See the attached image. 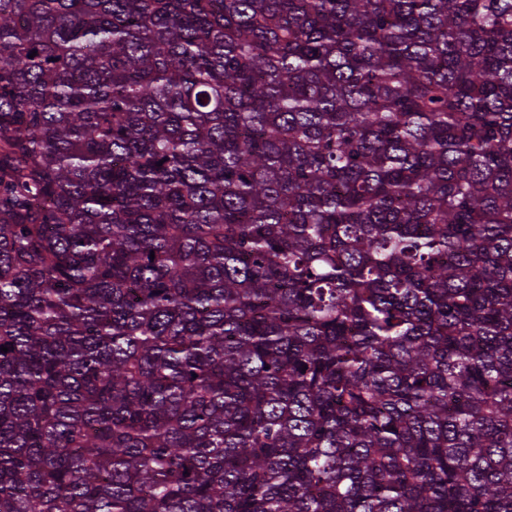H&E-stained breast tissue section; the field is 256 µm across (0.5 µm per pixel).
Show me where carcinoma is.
Segmentation results:
<instances>
[{
	"instance_id": "1",
	"label": "carcinoma",
	"mask_w": 512,
	"mask_h": 512,
	"mask_svg": "<svg viewBox=\"0 0 512 512\" xmlns=\"http://www.w3.org/2000/svg\"><path fill=\"white\" fill-rule=\"evenodd\" d=\"M1 346L0 512H512V0H0Z\"/></svg>"
}]
</instances>
